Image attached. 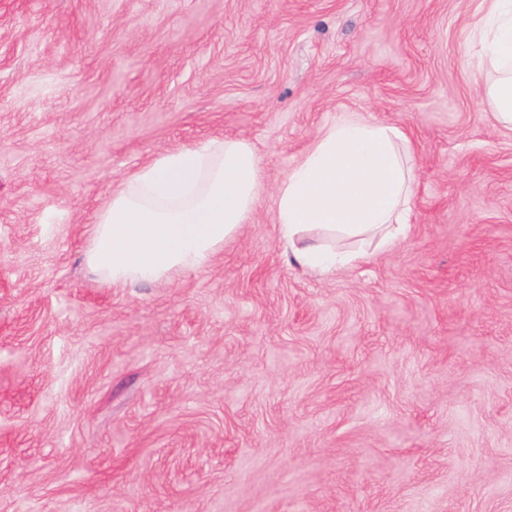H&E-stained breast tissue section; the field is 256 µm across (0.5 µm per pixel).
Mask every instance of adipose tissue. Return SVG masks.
I'll use <instances>...</instances> for the list:
<instances>
[{
	"label": "adipose tissue",
	"mask_w": 512,
	"mask_h": 512,
	"mask_svg": "<svg viewBox=\"0 0 512 512\" xmlns=\"http://www.w3.org/2000/svg\"><path fill=\"white\" fill-rule=\"evenodd\" d=\"M488 75V104L512 129V0H495L474 42ZM413 146L400 128L360 116L326 127L278 188L275 222L289 261L329 273L367 259L315 238L373 237L391 248L407 236ZM261 191L260 160L242 139L158 155L112 191L95 224L86 264L114 284L170 279L204 267L248 223Z\"/></svg>",
	"instance_id": "obj_1"
}]
</instances>
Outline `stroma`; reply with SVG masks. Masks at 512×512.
I'll use <instances>...</instances> for the list:
<instances>
[{
    "instance_id": "35a3bbf8",
    "label": "stroma",
    "mask_w": 512,
    "mask_h": 512,
    "mask_svg": "<svg viewBox=\"0 0 512 512\" xmlns=\"http://www.w3.org/2000/svg\"><path fill=\"white\" fill-rule=\"evenodd\" d=\"M492 0H0V512H512V129ZM348 115L414 141L411 229L319 276L274 222ZM255 149L204 268L86 267L113 187ZM474 57L489 76L488 104L502 126L512 129V1L495 0L474 42Z\"/></svg>"
}]
</instances>
